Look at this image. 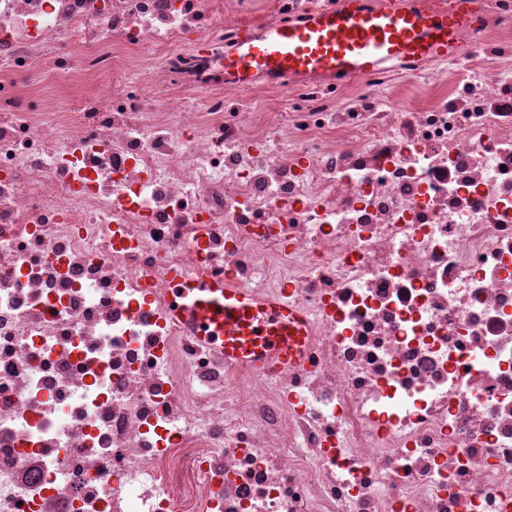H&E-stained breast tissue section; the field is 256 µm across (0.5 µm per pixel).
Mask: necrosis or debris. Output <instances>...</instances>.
<instances>
[{"mask_svg": "<svg viewBox=\"0 0 512 512\" xmlns=\"http://www.w3.org/2000/svg\"><path fill=\"white\" fill-rule=\"evenodd\" d=\"M341 3L0 0V512H512V0L445 60L225 72ZM176 267L302 362H225ZM170 277L182 299L174 317L206 324L209 335L199 337L220 344L227 362L265 369L274 361L288 366L302 359L306 320L287 301L260 300L201 269H173Z\"/></svg>", "mask_w": 512, "mask_h": 512, "instance_id": "1", "label": "necrosis or debris"}]
</instances>
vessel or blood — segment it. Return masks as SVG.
Returning a JSON list of instances; mask_svg holds the SVG:
<instances>
[{
	"label": "vessel or blood",
	"mask_w": 512,
	"mask_h": 512,
	"mask_svg": "<svg viewBox=\"0 0 512 512\" xmlns=\"http://www.w3.org/2000/svg\"><path fill=\"white\" fill-rule=\"evenodd\" d=\"M476 7L477 0H449L443 8L431 0H390L373 9L365 0H344L343 8L315 11L301 24L242 28L224 68L246 83L259 75L350 78L382 66L445 59L462 52L459 32ZM170 277L182 299L174 317L207 325V343L220 346L227 362L263 369L302 359L306 320L287 301L258 299L200 269H174Z\"/></svg>",
	"instance_id": "b4317fda"
}]
</instances>
